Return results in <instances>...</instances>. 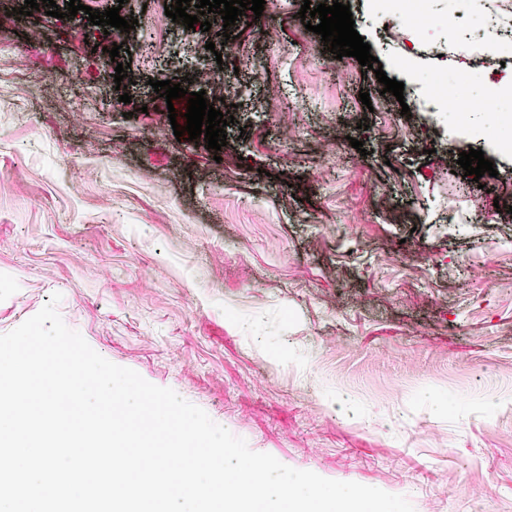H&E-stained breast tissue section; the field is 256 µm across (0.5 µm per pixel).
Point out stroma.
I'll use <instances>...</instances> for the list:
<instances>
[{"label": "stroma", "mask_w": 512, "mask_h": 512, "mask_svg": "<svg viewBox=\"0 0 512 512\" xmlns=\"http://www.w3.org/2000/svg\"><path fill=\"white\" fill-rule=\"evenodd\" d=\"M303 1L229 28L211 12L204 32L155 0H103L137 21L113 37L0 0V334L61 294L97 353L253 451L414 512H512V213L494 206L512 197V151L481 108L493 91L512 111V65L419 112L430 77L458 66L459 0H426L445 24L397 49L384 28L407 0H341L399 98L306 30ZM155 80L232 105L220 152L176 139L184 101ZM471 148L496 176L461 183Z\"/></svg>", "instance_id": "stroma-1"}]
</instances>
